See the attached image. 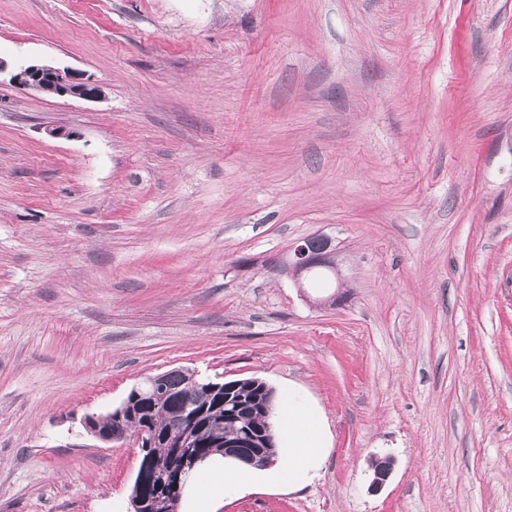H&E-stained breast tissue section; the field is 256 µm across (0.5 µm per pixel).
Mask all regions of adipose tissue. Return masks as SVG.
Here are the masks:
<instances>
[{
	"instance_id": "obj_1",
	"label": "adipose tissue",
	"mask_w": 512,
	"mask_h": 512,
	"mask_svg": "<svg viewBox=\"0 0 512 512\" xmlns=\"http://www.w3.org/2000/svg\"><path fill=\"white\" fill-rule=\"evenodd\" d=\"M278 444L275 460L265 466H248L214 455L188 478L180 512H218L224 498L257 486L302 489L319 474L329 451L326 419L296 387L278 397L272 417Z\"/></svg>"
}]
</instances>
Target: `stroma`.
<instances>
[{
    "mask_svg": "<svg viewBox=\"0 0 512 512\" xmlns=\"http://www.w3.org/2000/svg\"><path fill=\"white\" fill-rule=\"evenodd\" d=\"M0 57L105 91L0 74V512H128L81 421L174 369L327 421L220 512H512V0H0ZM21 71L19 78L15 77ZM11 80L28 89L35 87L51 93L52 97H71L83 100H98L104 96L103 86L84 75L61 70L47 63L27 61L11 66ZM319 244L318 246L315 245ZM335 251L332 239L326 235H312L301 239L288 253L286 274L295 279L299 287L300 281L318 268L327 266V259Z\"/></svg>",
    "mask_w": 512,
    "mask_h": 512,
    "instance_id": "stroma-1",
    "label": "stroma"
}]
</instances>
